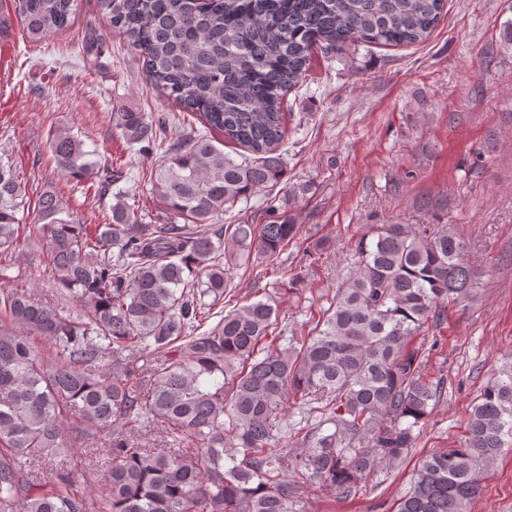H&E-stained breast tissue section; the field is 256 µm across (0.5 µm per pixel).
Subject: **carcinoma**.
Listing matches in <instances>:
<instances>
[{
    "label": "carcinoma",
    "mask_w": 512,
    "mask_h": 512,
    "mask_svg": "<svg viewBox=\"0 0 512 512\" xmlns=\"http://www.w3.org/2000/svg\"><path fill=\"white\" fill-rule=\"evenodd\" d=\"M0 35L20 19L42 40L66 28L75 0H13ZM445 0H101L104 21L140 51L147 80L201 123L169 148L152 191L164 222L144 224L121 197L105 224H77L54 190L37 202L58 286L72 310L0 289V512H305L303 486L349 492L398 462L436 400L410 340L446 303L472 297L481 270L446 228L382 224L354 245L357 269L316 335L278 343L272 296L203 320L224 304L231 266L271 258L297 235L288 204L264 224L224 230L219 217L286 177L283 103L314 47L425 42ZM130 144L153 143L144 112L110 114ZM244 150L235 160L212 132ZM49 148L61 174L97 162L67 130ZM26 188L0 153V253L20 244ZM46 339L45 357L32 336ZM319 414L312 447L288 455L289 398ZM72 419L70 431L63 421ZM330 424L333 430L322 433ZM161 444L146 439L156 428ZM512 435V369L481 393L459 448L427 456L398 512H468L486 468ZM109 442L104 492L82 494L85 466L40 477L62 448Z\"/></svg>",
    "instance_id": "carcinoma-1"
}]
</instances>
